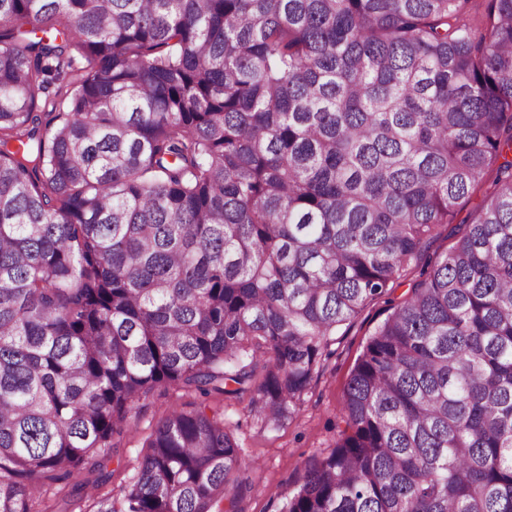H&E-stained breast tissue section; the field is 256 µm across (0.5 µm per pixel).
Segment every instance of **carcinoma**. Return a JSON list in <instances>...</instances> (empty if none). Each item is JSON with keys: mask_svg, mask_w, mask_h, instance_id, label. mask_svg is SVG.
<instances>
[{"mask_svg": "<svg viewBox=\"0 0 512 512\" xmlns=\"http://www.w3.org/2000/svg\"><path fill=\"white\" fill-rule=\"evenodd\" d=\"M467 3L0 0V512L106 484L160 386L203 401L83 512H236L205 398L268 354L251 410L289 420L493 166L279 512H512V0ZM495 177V170L492 167L488 173L487 181L484 186L470 194L467 198L459 202L457 207V218L454 224L439 225L433 232L432 238L427 243L425 255L433 256L434 253H445L451 246L459 239L465 231V224H469L482 202V199L490 187L492 180Z\"/></svg>", "mask_w": 512, "mask_h": 512, "instance_id": "obj_1", "label": "carcinoma"}]
</instances>
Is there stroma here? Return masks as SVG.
Wrapping results in <instances>:
<instances>
[{
    "label": "stroma",
    "instance_id": "obj_1",
    "mask_svg": "<svg viewBox=\"0 0 512 512\" xmlns=\"http://www.w3.org/2000/svg\"><path fill=\"white\" fill-rule=\"evenodd\" d=\"M484 195L480 189L460 201L455 222L435 229L427 254L444 253L455 244ZM404 292L401 286L387 289L343 326L325 350L293 417L281 426H265L251 413L250 393L210 397V406L223 411L224 426L248 465L237 490L238 512H278L284 496L302 483L308 465L334 447L336 418L354 364L374 329ZM197 400L195 393L168 386L155 389L139 402L119 455L108 465V486L113 492H120L136 475L156 423L172 411L192 409Z\"/></svg>",
    "mask_w": 512,
    "mask_h": 512
}]
</instances>
